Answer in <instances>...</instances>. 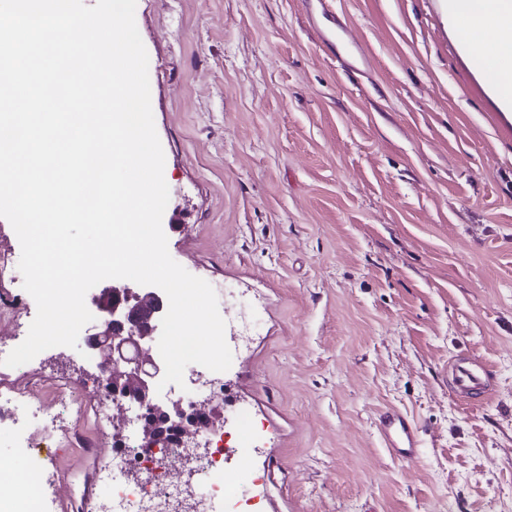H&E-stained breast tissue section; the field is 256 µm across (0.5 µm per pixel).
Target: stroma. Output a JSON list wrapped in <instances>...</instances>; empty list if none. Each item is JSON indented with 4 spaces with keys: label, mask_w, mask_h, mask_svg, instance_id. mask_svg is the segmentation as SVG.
Segmentation results:
<instances>
[{
    "label": "stroma",
    "mask_w": 512,
    "mask_h": 512,
    "mask_svg": "<svg viewBox=\"0 0 512 512\" xmlns=\"http://www.w3.org/2000/svg\"><path fill=\"white\" fill-rule=\"evenodd\" d=\"M171 257L234 294L224 464L259 512H512V111L448 0H137ZM476 359L494 395L449 390ZM420 426L419 458L377 429ZM51 485L99 512L89 449ZM378 428L391 454L404 464L416 461L419 451V427L396 410L383 411L378 418Z\"/></svg>",
    "instance_id": "35a3bbf8"
}]
</instances>
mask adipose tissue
I'll use <instances>...</instances> for the list:
<instances>
[{
	"label": "adipose tissue",
	"mask_w": 512,
	"mask_h": 512,
	"mask_svg": "<svg viewBox=\"0 0 512 512\" xmlns=\"http://www.w3.org/2000/svg\"><path fill=\"white\" fill-rule=\"evenodd\" d=\"M460 43L475 53L482 71L504 107L512 108V0H449ZM11 494L0 512H38V477L21 464L0 470Z\"/></svg>",
	"instance_id": "obj_1"
}]
</instances>
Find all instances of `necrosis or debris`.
Returning <instances> with one entry per match:
<instances>
[{
  "mask_svg": "<svg viewBox=\"0 0 512 512\" xmlns=\"http://www.w3.org/2000/svg\"><path fill=\"white\" fill-rule=\"evenodd\" d=\"M31 303V296L20 287L0 294V305L16 313L10 335L0 336V377L11 373L10 367L2 365V358L27 336L23 315ZM195 381V389L182 397L186 412L196 414L207 404L223 402L224 382L219 373L201 367ZM88 396L97 402L99 422L111 431L110 437L98 444L103 460L97 480L110 489L102 501L106 512H221L227 493L224 460L228 454L223 425L198 429L191 448L176 431L166 438L161 450L148 449L137 436L145 409L134 404L127 413H114L105 373L46 395L0 386V432H16L20 447L32 455L33 467L47 469L49 460L40 454L39 437L65 425H77L80 407Z\"/></svg>",
  "mask_w": 512,
  "mask_h": 512,
  "instance_id": "1",
  "label": "necrosis or debris"
}]
</instances>
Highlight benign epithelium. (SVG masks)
<instances>
[{
    "instance_id": "1",
    "label": "benign epithelium",
    "mask_w": 512,
    "mask_h": 512,
    "mask_svg": "<svg viewBox=\"0 0 512 512\" xmlns=\"http://www.w3.org/2000/svg\"><path fill=\"white\" fill-rule=\"evenodd\" d=\"M99 320L95 333L85 343L108 353L113 409L120 411L128 401L147 408L148 417L141 427L142 441L155 447L164 441L173 422L186 430L223 419L219 406L204 417L185 416L178 401L161 402L156 398L157 385L164 376V363L142 353V345L156 336L166 307L157 289L140 286L133 290L120 281L106 286L97 301Z\"/></svg>"
}]
</instances>
